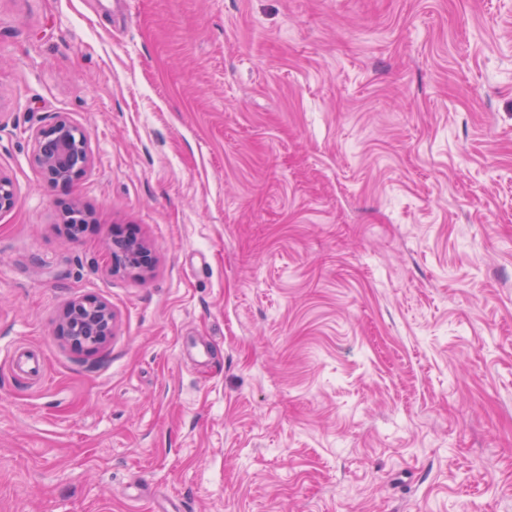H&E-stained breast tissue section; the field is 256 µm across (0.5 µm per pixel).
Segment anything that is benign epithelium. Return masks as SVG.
<instances>
[{
  "label": "benign epithelium",
  "mask_w": 512,
  "mask_h": 512,
  "mask_svg": "<svg viewBox=\"0 0 512 512\" xmlns=\"http://www.w3.org/2000/svg\"><path fill=\"white\" fill-rule=\"evenodd\" d=\"M33 155L46 179L54 184H68L77 180L90 163L86 133L60 116L49 127L33 136ZM16 194L9 178L0 174V210L14 206ZM112 265L143 270L151 265V256L145 244L126 239L115 242ZM114 315L103 301L85 299L71 305L65 312L62 330L70 343L83 350L102 345L111 335Z\"/></svg>",
  "instance_id": "1"
}]
</instances>
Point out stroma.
Masks as SVG:
<instances>
[{
	"label": "stroma",
	"instance_id": "stroma-1",
	"mask_svg": "<svg viewBox=\"0 0 512 512\" xmlns=\"http://www.w3.org/2000/svg\"><path fill=\"white\" fill-rule=\"evenodd\" d=\"M0 174V512H512V0H0ZM33 155L46 179L54 184L77 180L90 163L86 133L65 116L33 136ZM151 256L145 244L138 240L126 239L115 242L112 265L143 270L151 265ZM114 315L111 307L95 299H85L71 305L65 312L62 330L70 343L83 350L102 345L111 335Z\"/></svg>",
	"mask_w": 512,
	"mask_h": 512
}]
</instances>
